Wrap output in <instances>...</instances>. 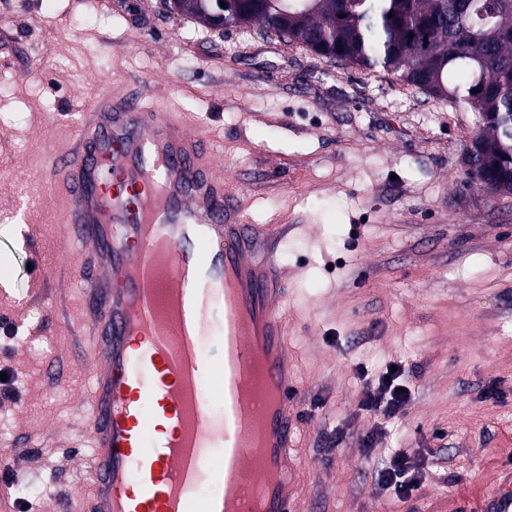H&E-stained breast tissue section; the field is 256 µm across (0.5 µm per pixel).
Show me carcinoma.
Segmentation results:
<instances>
[{
    "mask_svg": "<svg viewBox=\"0 0 512 512\" xmlns=\"http://www.w3.org/2000/svg\"><path fill=\"white\" fill-rule=\"evenodd\" d=\"M173 5L215 26L207 0ZM228 25H257L326 59L381 68L476 112L465 174L491 194L512 195V0H245ZM467 25L493 31L478 57L460 37Z\"/></svg>",
    "mask_w": 512,
    "mask_h": 512,
    "instance_id": "1",
    "label": "carcinoma"
}]
</instances>
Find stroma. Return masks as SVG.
<instances>
[{
    "mask_svg": "<svg viewBox=\"0 0 512 512\" xmlns=\"http://www.w3.org/2000/svg\"><path fill=\"white\" fill-rule=\"evenodd\" d=\"M109 87L183 112L250 222L288 227L300 512H472L512 460V195L465 174L475 113L163 0H0V277L14 284L0 372L17 389L0 402V457L23 454L16 482L33 492L0 512H88L83 290L45 282L72 262L45 153ZM393 361L413 399L369 451L357 368ZM390 448L427 473L405 503L377 482Z\"/></svg>",
    "mask_w": 512,
    "mask_h": 512,
    "instance_id": "obj_1",
    "label": "stroma"
}]
</instances>
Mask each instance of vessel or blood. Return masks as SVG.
Segmentation results:
<instances>
[{
	"label": "vessel or blood",
	"mask_w": 512,
	"mask_h": 512,
	"mask_svg": "<svg viewBox=\"0 0 512 512\" xmlns=\"http://www.w3.org/2000/svg\"><path fill=\"white\" fill-rule=\"evenodd\" d=\"M47 157L92 341L89 512H245L254 496L267 512H297L287 280L273 233L249 222L183 115L136 95L105 90ZM213 338L218 365L203 351ZM217 371L215 416L204 384ZM477 512H512V465Z\"/></svg>",
	"instance_id": "1"
}]
</instances>
